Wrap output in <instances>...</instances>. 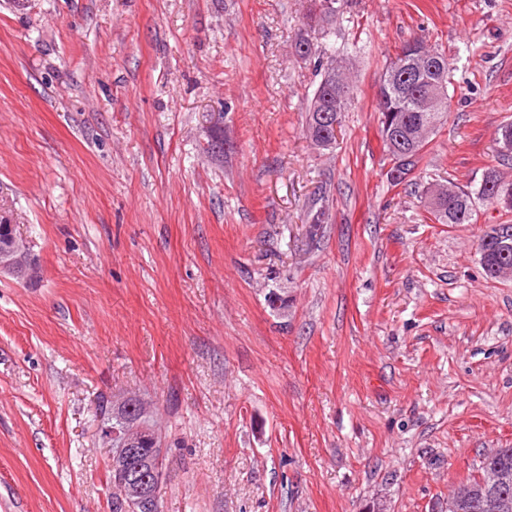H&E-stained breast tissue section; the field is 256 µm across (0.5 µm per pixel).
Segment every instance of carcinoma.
<instances>
[{
	"label": "carcinoma",
	"instance_id": "cac0c4a2",
	"mask_svg": "<svg viewBox=\"0 0 512 512\" xmlns=\"http://www.w3.org/2000/svg\"><path fill=\"white\" fill-rule=\"evenodd\" d=\"M317 6L295 35V53L304 61L314 62L321 73L312 94L307 98L306 131L319 150L336 147L337 134L342 128L344 113L356 97L347 60L329 57L326 41L344 18L340 0H316ZM435 62L436 70L426 68L427 61ZM395 72L393 82L385 79L386 72ZM457 87L454 85L444 52L419 39L405 43L385 65L377 85L379 130L391 167L387 177L397 186L407 180L418 165L422 153L438 129L447 122L449 102ZM438 93L435 110L427 107L433 93ZM414 146L412 160L402 164L397 156V138ZM502 157H512V123L503 125L497 138ZM402 171L396 179L393 171ZM414 192L437 224H470L480 204H496L512 212V182L501 181L496 171L488 168L479 182L459 187L452 184H433L421 179L413 182ZM512 269V252L507 256H492L484 271L492 278L501 277L502 268ZM97 411L103 418L112 419V428L122 438L142 442L152 452L156 462H164L162 436L156 429L153 413L135 397H127L112 405L102 403ZM472 493L454 501L449 512H512V448H498L483 456L477 474L468 479ZM112 512H145L134 501L129 488L121 483L112 487Z\"/></svg>",
	"mask_w": 512,
	"mask_h": 512
}]
</instances>
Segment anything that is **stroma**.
<instances>
[{"mask_svg":"<svg viewBox=\"0 0 512 512\" xmlns=\"http://www.w3.org/2000/svg\"><path fill=\"white\" fill-rule=\"evenodd\" d=\"M313 6L0 0V211L35 260L0 276V512H112L103 398L152 404L161 512H448L512 448V279L479 253L502 211L436 224L391 185L376 86L442 49L418 173L512 181V0H349L330 151L293 54Z\"/></svg>","mask_w":512,"mask_h":512,"instance_id":"obj_1","label":"stroma"}]
</instances>
